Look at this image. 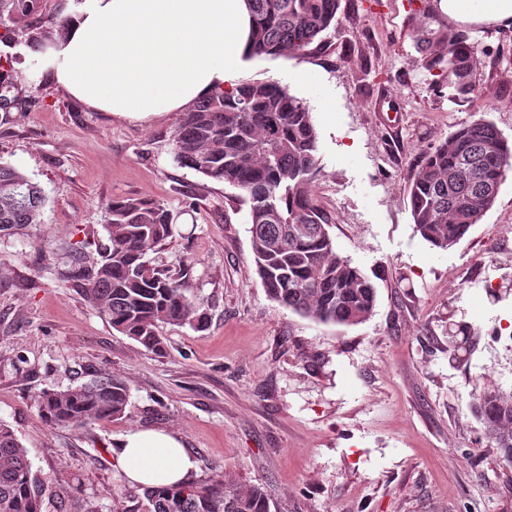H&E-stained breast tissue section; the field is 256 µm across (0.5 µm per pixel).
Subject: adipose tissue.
<instances>
[{
  "label": "adipose tissue",
  "mask_w": 512,
  "mask_h": 512,
  "mask_svg": "<svg viewBox=\"0 0 512 512\" xmlns=\"http://www.w3.org/2000/svg\"><path fill=\"white\" fill-rule=\"evenodd\" d=\"M460 25L512 23V0H438ZM56 44L34 57L39 74L87 107L144 117L183 109L223 90L248 57L246 0H81ZM113 454L147 487L189 483L195 461L171 433L139 431Z\"/></svg>",
  "instance_id": "1"
}]
</instances>
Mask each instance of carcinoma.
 <instances>
[{
  "label": "carcinoma",
  "instance_id": "obj_1",
  "mask_svg": "<svg viewBox=\"0 0 512 512\" xmlns=\"http://www.w3.org/2000/svg\"><path fill=\"white\" fill-rule=\"evenodd\" d=\"M252 17L248 57L302 52L338 24L340 0H248ZM38 0H0V25L27 35L40 51L61 35L67 18L44 21ZM427 70H440L448 100L463 103L476 89L484 64L480 43L448 25L425 22L414 30ZM318 131L309 106L278 81L246 82L213 94L185 112L174 135L176 162L239 189L249 206L251 247L269 297L322 324L356 325L375 308L374 282L336 251L328 219L317 205ZM464 174L450 179L448 171ZM512 144L492 123L461 127L426 152L410 188L416 231L446 250L480 223L494 205L507 173ZM44 188L17 168L0 163V232L41 223ZM108 243L100 260L74 261L73 278L86 300L112 327L144 348L161 353L162 324L208 326L204 304L187 293L182 278L152 264L147 255L173 236L171 213L138 198L112 201L106 210ZM37 401L53 426L78 427L122 417L129 402L126 382L104 373L65 390L44 389ZM474 412L512 466V393L499 389L476 397ZM44 485L15 432L0 423V512H41ZM113 512H271L261 486L226 481L198 486L146 487L143 496Z\"/></svg>",
  "mask_w": 512,
  "mask_h": 512
}]
</instances>
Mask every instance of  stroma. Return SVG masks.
<instances>
[{"label":"stroma","instance_id":"obj_1","mask_svg":"<svg viewBox=\"0 0 512 512\" xmlns=\"http://www.w3.org/2000/svg\"><path fill=\"white\" fill-rule=\"evenodd\" d=\"M437 0H340L339 23L307 50L243 61L237 83L275 80L313 107L312 183L337 252L377 287L372 316L319 324L273 301L256 272L240 190L180 166L183 115L88 108L27 65L21 31L0 41L8 95L0 162L44 187L43 221L0 237V422L29 452L43 512H112L138 493L112 458L131 432L178 435L195 481L261 485L271 512H512V467L476 419L474 395L512 392V176L452 247L416 232L420 159L461 126L512 137V26L469 28L488 55L463 103L423 65L412 37L447 24ZM29 99L27 107L18 102ZM117 198L162 204L172 238L150 255L182 276L207 330L164 325L157 355L112 329L66 272L99 258ZM468 327L471 346L448 351ZM111 373L127 413L47 425L36 396Z\"/></svg>","mask_w":512,"mask_h":512}]
</instances>
